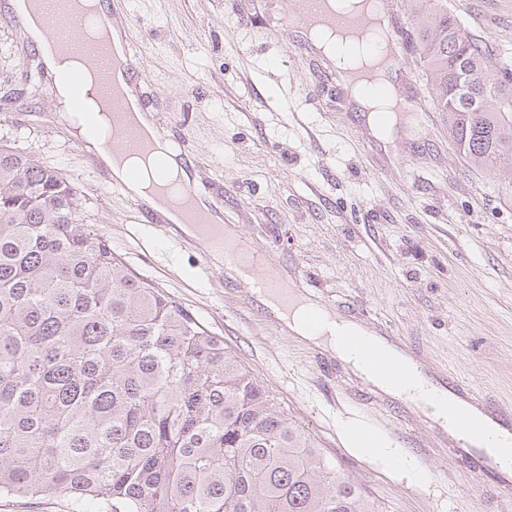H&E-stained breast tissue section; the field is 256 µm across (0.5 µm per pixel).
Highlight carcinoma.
I'll list each match as a JSON object with an SVG mask.
<instances>
[{"mask_svg":"<svg viewBox=\"0 0 512 512\" xmlns=\"http://www.w3.org/2000/svg\"><path fill=\"white\" fill-rule=\"evenodd\" d=\"M415 41L475 167L512 168V63L448 9ZM54 170L0 143V494L72 512H379L263 385L136 276Z\"/></svg>","mask_w":512,"mask_h":512,"instance_id":"cac0c4a2","label":"carcinoma"}]
</instances>
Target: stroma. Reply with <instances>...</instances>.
Here are the masks:
<instances>
[{
    "instance_id": "obj_1",
    "label": "stroma",
    "mask_w": 512,
    "mask_h": 512,
    "mask_svg": "<svg viewBox=\"0 0 512 512\" xmlns=\"http://www.w3.org/2000/svg\"><path fill=\"white\" fill-rule=\"evenodd\" d=\"M112 24L137 45L171 148L202 192L224 187L223 219L273 253L276 273L315 304L367 330L391 327L428 377L455 372L512 411V169L471 167L438 112L417 137L370 133L335 87L306 99L324 64L300 29L276 24L285 0H109ZM0 0V138L57 171L139 277L175 300L269 390L336 472L381 512H496L490 482L454 459L446 436L400 400L303 343L179 230L149 224L134 201L91 171L50 93L24 94L35 50ZM494 57L512 59V0H448ZM346 389L338 391L335 380ZM407 463L354 448V419Z\"/></svg>"
}]
</instances>
